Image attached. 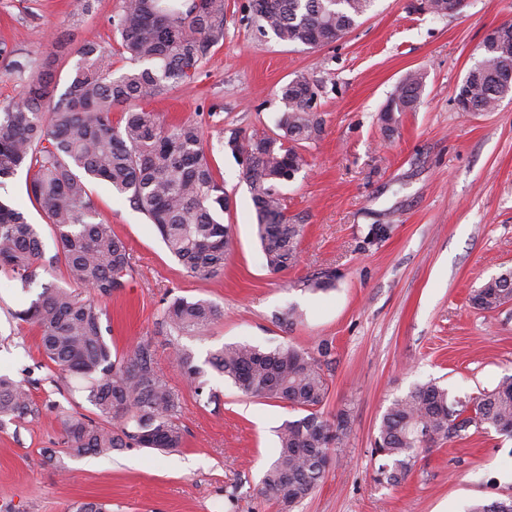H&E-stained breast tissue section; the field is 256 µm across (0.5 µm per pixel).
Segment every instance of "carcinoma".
Returning <instances> with one entry per match:
<instances>
[{
  "mask_svg": "<svg viewBox=\"0 0 512 512\" xmlns=\"http://www.w3.org/2000/svg\"><path fill=\"white\" fill-rule=\"evenodd\" d=\"M374 0H248L241 21L260 37L310 49L342 39ZM108 24L121 37L131 67L115 77L112 47L86 42L81 64L66 92L53 100V77L28 59L10 62L23 82L15 101L0 104V180L27 172V194L54 228L56 253L45 258L37 226L18 208L0 201V270L32 287L46 266L64 265L70 286L41 285L15 318L39 329L42 354L60 371L86 381L85 400L98 420L78 413L61 418L64 443L78 455L121 448L169 450L183 445L179 398L154 366L150 344L138 341L123 359L112 358L105 340L99 299L126 287L131 263L125 243L112 233L91 197L89 185L105 183L128 195L154 225L161 240L193 274L211 277L224 269L232 244L224 185L192 122L166 126L136 103L168 92L193 78L211 48L224 39V0H124ZM481 60L467 73L456 99L464 112H490L512 93V23L479 45ZM426 73H406L380 112L392 132L404 112L415 109ZM319 85L298 75L281 89L283 112L273 133L236 132L224 146L246 160L243 174L257 215V236L268 269L278 273L298 261L304 225L290 222L280 187L307 165L300 146L322 133L314 111ZM127 106L119 126L117 106ZM92 290L87 297L79 288ZM512 301V269L473 291V308L490 311ZM221 316L208 299L174 297L163 309L180 336H199ZM176 366L210 403L204 371L192 352L176 348ZM332 348L312 353L291 345L264 350L225 344L208 364L242 393L285 402L301 416L277 430V455L261 480V493L282 512H295L324 478L332 449L349 426L348 413L324 415ZM32 412L23 382L0 374V421H21ZM512 436V376L467 403L448 402V389L435 381L419 384L394 399L381 417L372 455L377 480L399 484L415 465L419 449L470 436V429ZM470 512H512V499L478 502Z\"/></svg>",
  "mask_w": 512,
  "mask_h": 512,
  "instance_id": "obj_1",
  "label": "carcinoma"
}]
</instances>
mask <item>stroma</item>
<instances>
[{
  "label": "stroma",
  "mask_w": 512,
  "mask_h": 512,
  "mask_svg": "<svg viewBox=\"0 0 512 512\" xmlns=\"http://www.w3.org/2000/svg\"><path fill=\"white\" fill-rule=\"evenodd\" d=\"M122 2L94 0L92 12L78 16L76 0H0V41L51 70L59 95L85 42L111 44L114 72L129 69L108 25ZM245 2L225 0L224 38L191 80L141 103L165 123L202 127L206 154L233 200L224 221L234 245L223 273H188L127 197L90 186L132 266L124 291L101 302L104 336L117 357L150 342L157 371L180 398L185 443L172 452L71 454L59 410L90 417L94 409L81 379L38 352V330L15 317L30 297L0 273V372L26 382L35 409L0 425V512H72L77 501H102L110 512H280L261 494V479L276 429L295 411L245 396L211 370L216 400L199 403L174 361L175 346L201 364L227 343L333 347L324 411H347L349 430L297 512H469L476 502L512 497V438L492 430L421 449L395 486L376 481L371 456L386 408L415 385L435 380L466 402L512 375V303L492 311L469 303L473 290L512 268V95L483 114L455 102L486 32L512 21V0H466L446 17L415 11L416 0H375L343 39L314 50L256 37L240 21ZM414 69L427 74L421 100L386 132L378 114ZM300 74L320 86L323 132L303 144L308 164L282 189L288 217L305 227L300 259L273 273L242 167L221 142L235 131H274L280 89ZM25 178L21 171L1 183L0 199L37 224L46 255H54L52 226L29 201ZM378 224L388 228L385 239L366 244ZM329 270L333 287H306ZM175 296L211 300L222 315L205 335L177 337L162 322ZM291 309L298 320L282 325L280 314Z\"/></svg>",
  "instance_id": "35a3bbf8"
}]
</instances>
